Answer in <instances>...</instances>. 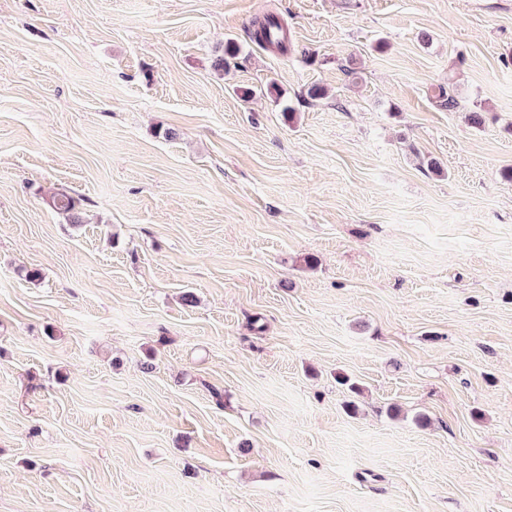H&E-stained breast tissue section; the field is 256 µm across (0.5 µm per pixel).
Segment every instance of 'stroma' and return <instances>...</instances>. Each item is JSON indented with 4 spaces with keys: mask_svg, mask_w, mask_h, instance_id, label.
I'll list each match as a JSON object with an SVG mask.
<instances>
[{
    "mask_svg": "<svg viewBox=\"0 0 512 512\" xmlns=\"http://www.w3.org/2000/svg\"><path fill=\"white\" fill-rule=\"evenodd\" d=\"M511 166L512 0H0V512H512ZM252 38L265 48H275L280 53L288 51L286 31L279 18L273 14L267 15L263 21L255 25ZM50 204L59 213L66 215L71 223H82L80 199L73 196L68 191L63 189L54 193L51 197Z\"/></svg>",
    "mask_w": 512,
    "mask_h": 512,
    "instance_id": "1",
    "label": "stroma"
}]
</instances>
